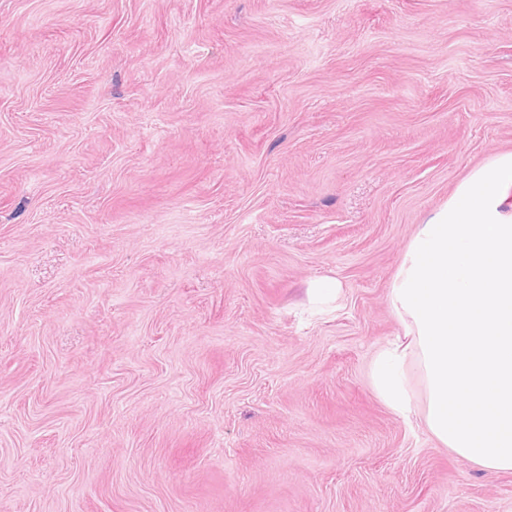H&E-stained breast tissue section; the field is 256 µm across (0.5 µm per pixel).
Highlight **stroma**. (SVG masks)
I'll return each mask as SVG.
<instances>
[{
    "instance_id": "stroma-1",
    "label": "stroma",
    "mask_w": 512,
    "mask_h": 512,
    "mask_svg": "<svg viewBox=\"0 0 512 512\" xmlns=\"http://www.w3.org/2000/svg\"><path fill=\"white\" fill-rule=\"evenodd\" d=\"M503 152L512 0H0V512H512L370 378Z\"/></svg>"
}]
</instances>
